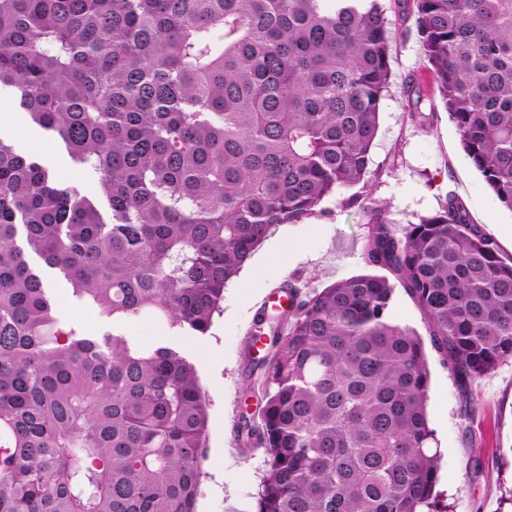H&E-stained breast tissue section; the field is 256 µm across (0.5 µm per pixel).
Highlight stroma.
Returning <instances> with one entry per match:
<instances>
[{
	"mask_svg": "<svg viewBox=\"0 0 512 512\" xmlns=\"http://www.w3.org/2000/svg\"><path fill=\"white\" fill-rule=\"evenodd\" d=\"M385 5L392 36L391 78L371 152L372 188L357 185L326 198L315 215L289 225L287 237L271 228L256 250L260 263H245L225 287L221 310L207 334H179L161 322L115 328L76 301L63 282L50 283L62 319L93 333L115 328L145 341L164 340L194 363L208 402L207 453L196 512H256L265 454L243 445L236 425L262 406L259 392L248 387L246 358V332L254 324L257 301L286 281L310 295L365 273L364 222L374 202L384 203L388 220L402 227L434 214L448 193H456L472 221L489 229L502 257L512 258V211L497 200L464 152L456 125L424 67L413 19H401L394 0H385ZM410 80L426 97L427 119L422 123L411 120L405 107ZM0 138L21 154L42 159L59 180L101 197L98 182L73 166L60 144L18 108L0 113ZM427 357V413L441 454L438 489L448 512H512V360L476 380L465 399L440 357L432 351ZM475 456L483 463L476 480L470 474Z\"/></svg>",
	"mask_w": 512,
	"mask_h": 512,
	"instance_id": "35a3bbf8",
	"label": "stroma"
}]
</instances>
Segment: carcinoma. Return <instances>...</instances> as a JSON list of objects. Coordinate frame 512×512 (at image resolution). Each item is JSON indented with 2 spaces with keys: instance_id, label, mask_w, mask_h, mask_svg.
I'll return each instance as SVG.
<instances>
[{
  "instance_id": "cac0c4a2",
  "label": "carcinoma",
  "mask_w": 512,
  "mask_h": 512,
  "mask_svg": "<svg viewBox=\"0 0 512 512\" xmlns=\"http://www.w3.org/2000/svg\"><path fill=\"white\" fill-rule=\"evenodd\" d=\"M413 4L468 158L512 211V0ZM383 0H0V89L97 180L107 208L0 139V512H196L207 402L166 346L80 335L73 296L205 334L275 224L369 184L390 76ZM410 116L426 120L420 87ZM362 262L256 321L270 357L256 512H447L426 348L462 393L512 359V260L448 191ZM400 294L425 334L394 317ZM428 340H423V336Z\"/></svg>"
}]
</instances>
